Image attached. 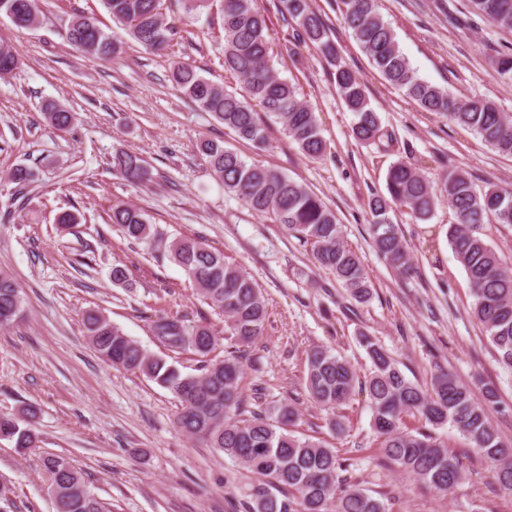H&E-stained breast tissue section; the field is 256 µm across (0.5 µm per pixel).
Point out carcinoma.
<instances>
[{"mask_svg":"<svg viewBox=\"0 0 512 512\" xmlns=\"http://www.w3.org/2000/svg\"><path fill=\"white\" fill-rule=\"evenodd\" d=\"M39 0H0V13L13 12L20 23L31 25ZM283 19L297 26L298 44L310 43L335 67L334 81L347 109L353 114L352 135L377 146L392 140L371 106L357 73L342 63L328 27L310 0H281ZM342 19L373 67L393 87L424 111L445 115L448 121L474 131L497 152L512 156V114L502 112L486 98H463L422 79L402 52L392 28L383 21L377 0H341ZM112 19L124 26L145 49L160 51L174 40L176 27L165 22L161 0H103ZM476 15L512 30V0H470ZM224 69L234 75L243 93L228 91L200 76L191 66L177 64L172 79L195 106L210 113L240 139L257 148L266 144L256 108L279 118L284 131L310 158L321 157L326 142L315 112L298 97L297 88L269 65L273 53L269 25L256 0H222ZM68 41L76 49L109 59L119 44L90 17L72 22ZM21 58L11 45L0 41V77L19 67ZM50 126L68 130L72 112L52 106L46 112ZM199 152L210 169L251 210L273 217L291 236L310 247L314 261L330 271L360 301L371 293L361 259L343 240L335 213L312 190L282 172L250 163L235 150L204 141ZM112 168L131 182L149 179L144 160L135 152L112 156ZM454 208L456 223L446 232L448 245L464 268L475 298L473 317L482 325L501 363L512 368V270L476 229L490 216L512 226V189L491 186L477 193L462 172L448 170L442 187L435 190L415 167L393 163L386 175V193L369 201L372 240L387 263L403 274L411 270L410 258L398 225L388 219L397 205L409 208L427 221L440 198ZM112 224L132 243L163 241L147 214L129 204L112 206ZM169 257L186 272L206 303L224 314V337L206 324L161 314L152 321L156 338L172 350H190L199 357L196 374H184L167 360L148 354L141 345L103 315L90 312L84 326L95 351L107 362L140 372L168 389L177 399L178 429L207 443L256 475L245 491L246 512H387L383 502L345 475L348 464L336 449L321 441L288 431L299 416L295 402L281 399L264 409H249L259 397L246 398L240 388L242 357L227 351V344L249 345L264 334L267 309L258 283L234 261L197 238H176L165 245ZM21 287L0 271V326H8L21 313ZM361 345L370 371L361 381L354 366L330 348L307 353L306 390L319 406L337 411L361 391L372 412L373 428L383 458L424 485L447 493L465 477L461 463L433 436L431 429L451 425L466 437L493 467L497 483L512 491V445L491 425L489 408L498 404L495 387L481 384L483 399L451 372L432 376L422 386L408 379L396 361L374 340L363 335ZM419 416L427 424L413 433L405 418ZM24 451L36 447V437L20 426V418L0 414V436ZM48 492L56 512H112V505L92 490L85 473L71 459L55 453L41 457Z\"/></svg>","mask_w":512,"mask_h":512,"instance_id":"carcinoma-1","label":"carcinoma"}]
</instances>
